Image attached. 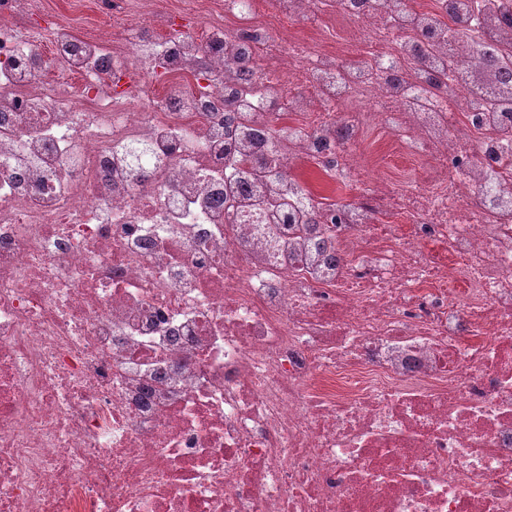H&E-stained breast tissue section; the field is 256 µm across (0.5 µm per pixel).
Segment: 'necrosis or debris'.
<instances>
[{"mask_svg": "<svg viewBox=\"0 0 512 512\" xmlns=\"http://www.w3.org/2000/svg\"><path fill=\"white\" fill-rule=\"evenodd\" d=\"M101 6L0 0V512H512V0ZM44 7L57 24L71 32L83 34L93 32L111 22L110 18L98 12L100 0H42Z\"/></svg>", "mask_w": 512, "mask_h": 512, "instance_id": "obj_1", "label": "necrosis or debris"}]
</instances>
